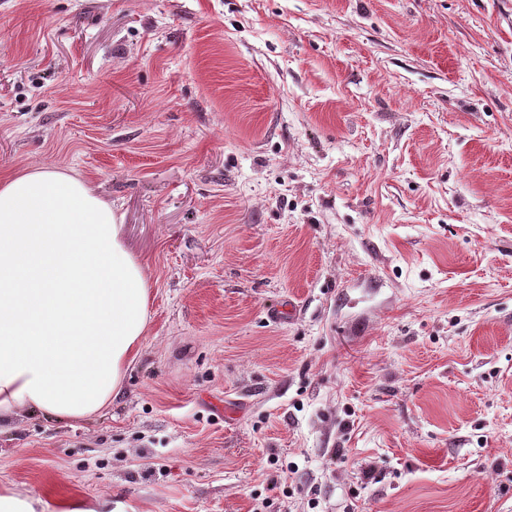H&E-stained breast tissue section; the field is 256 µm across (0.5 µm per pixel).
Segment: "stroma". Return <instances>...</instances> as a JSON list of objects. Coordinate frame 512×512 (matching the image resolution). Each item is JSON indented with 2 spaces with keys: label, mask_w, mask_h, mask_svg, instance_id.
Instances as JSON below:
<instances>
[{
  "label": "stroma",
  "mask_w": 512,
  "mask_h": 512,
  "mask_svg": "<svg viewBox=\"0 0 512 512\" xmlns=\"http://www.w3.org/2000/svg\"><path fill=\"white\" fill-rule=\"evenodd\" d=\"M33 166L152 300L110 409L17 413L1 487L512 512V0H0V178Z\"/></svg>",
  "instance_id": "stroma-1"
}]
</instances>
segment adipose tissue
I'll list each match as a JSON object with an SVG mask.
<instances>
[{"instance_id":"adipose-tissue-1","label":"adipose tissue","mask_w":512,"mask_h":512,"mask_svg":"<svg viewBox=\"0 0 512 512\" xmlns=\"http://www.w3.org/2000/svg\"><path fill=\"white\" fill-rule=\"evenodd\" d=\"M150 297L84 180L38 167L0 180V418L98 417L141 351Z\"/></svg>"}]
</instances>
